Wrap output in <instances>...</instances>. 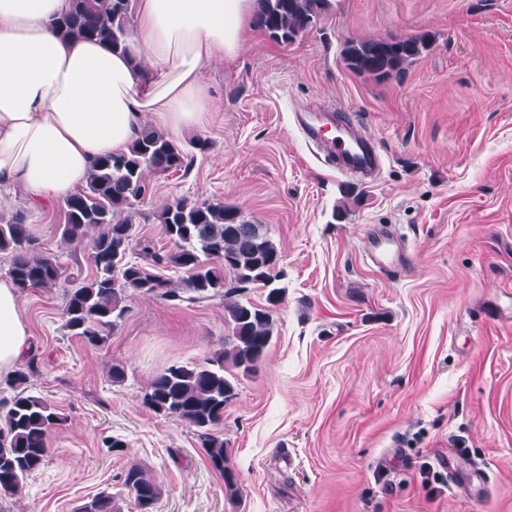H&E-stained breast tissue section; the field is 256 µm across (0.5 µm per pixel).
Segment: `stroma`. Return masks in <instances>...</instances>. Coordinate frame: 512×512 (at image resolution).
<instances>
[{
	"label": "stroma",
	"instance_id": "obj_1",
	"mask_svg": "<svg viewBox=\"0 0 512 512\" xmlns=\"http://www.w3.org/2000/svg\"><path fill=\"white\" fill-rule=\"evenodd\" d=\"M422 30L436 47L402 77L360 76L342 58L346 40ZM205 80L208 123L171 138L211 148L188 171L149 175L135 227L159 237L173 198H220L281 251L271 346L238 374L218 429L241 495L227 499L188 425L143 402L162 369L223 346V299L128 293L123 321L92 348L64 330L56 288L21 303L29 387L65 422L0 512H73L123 493L133 465L162 489L154 512H512V0H335L291 44L251 29ZM331 107L373 137V179L336 172L296 131L294 112ZM18 210L41 250L61 249V204L0 205ZM388 231L409 249L405 270L366 257ZM450 457L465 492L430 493L421 462Z\"/></svg>",
	"mask_w": 512,
	"mask_h": 512
}]
</instances>
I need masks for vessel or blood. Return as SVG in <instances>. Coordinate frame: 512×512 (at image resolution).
<instances>
[{
  "label": "vessel or blood",
  "mask_w": 512,
  "mask_h": 512,
  "mask_svg": "<svg viewBox=\"0 0 512 512\" xmlns=\"http://www.w3.org/2000/svg\"><path fill=\"white\" fill-rule=\"evenodd\" d=\"M295 122L306 140L323 152L328 164L338 173L364 177L380 171L382 157L373 138L358 133L353 121L347 120L336 125L327 122L326 118L300 112L296 114ZM368 258L377 267L398 268L405 265L408 251L400 240L390 238L385 244H373Z\"/></svg>",
  "instance_id": "b4317fda"
}]
</instances>
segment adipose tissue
<instances>
[{"mask_svg":"<svg viewBox=\"0 0 512 512\" xmlns=\"http://www.w3.org/2000/svg\"><path fill=\"white\" fill-rule=\"evenodd\" d=\"M67 0H0V200L42 209L82 186L92 161L126 148L146 117L204 124L203 69L234 58L257 0H131L130 54L61 38ZM30 344L20 294L0 278V375Z\"/></svg>","mask_w":512,"mask_h":512,"instance_id":"adipose-tissue-1","label":"adipose tissue"}]
</instances>
